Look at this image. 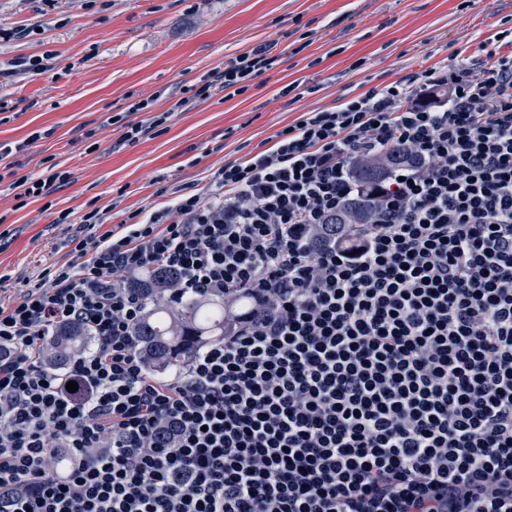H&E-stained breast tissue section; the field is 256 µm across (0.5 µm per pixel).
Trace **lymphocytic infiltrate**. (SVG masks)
<instances>
[{
	"mask_svg": "<svg viewBox=\"0 0 512 512\" xmlns=\"http://www.w3.org/2000/svg\"><path fill=\"white\" fill-rule=\"evenodd\" d=\"M278 47L225 61L170 111L131 101L151 118L122 123V141L212 89L242 94ZM391 146L415 162L358 182L355 162ZM26 147L0 143V182L24 205L70 179L55 164L17 176ZM366 193L371 223L310 244ZM68 244L71 262L0 305V512H512V55L302 113L202 191ZM148 267L176 272L172 300L250 308L152 374L134 335L148 297L126 284ZM71 326L91 345L44 369Z\"/></svg>",
	"mask_w": 512,
	"mask_h": 512,
	"instance_id": "obj_1",
	"label": "lymphocytic infiltrate"
}]
</instances>
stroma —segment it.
I'll return each instance as SVG.
<instances>
[{
    "label": "stroma",
    "mask_w": 512,
    "mask_h": 512,
    "mask_svg": "<svg viewBox=\"0 0 512 512\" xmlns=\"http://www.w3.org/2000/svg\"><path fill=\"white\" fill-rule=\"evenodd\" d=\"M512 0H0V142L28 140L17 176L48 163L70 172L47 199L17 207L0 184V301L22 279L71 259L67 240L86 212L105 226L127 211L204 188L225 158H239L312 109L336 106L451 58L479 66L512 54L497 39ZM284 49L261 84L215 91L169 118L164 132L121 142L113 118L130 97L164 111L210 70L267 39ZM54 53L47 69L12 70ZM42 132L30 141L33 132ZM70 221L57 223L61 211Z\"/></svg>",
    "instance_id": "obj_1"
}]
</instances>
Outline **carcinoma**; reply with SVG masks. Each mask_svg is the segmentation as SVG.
Returning a JSON list of instances; mask_svg holds the SVG:
<instances>
[{"mask_svg": "<svg viewBox=\"0 0 512 512\" xmlns=\"http://www.w3.org/2000/svg\"><path fill=\"white\" fill-rule=\"evenodd\" d=\"M411 157L413 154L393 148L372 160L355 164L354 174L359 181L371 183ZM378 206L379 201L373 196L352 200L336 216L337 228L349 231L358 224L369 223ZM174 280L172 273L156 267L128 279L130 287L139 288L149 296L146 313L135 335L145 367L158 374L184 367L202 341L224 338V299L192 297L174 302L169 298ZM89 343L87 333L71 328L50 340L44 362L60 369Z\"/></svg>", "mask_w": 512, "mask_h": 512, "instance_id": "1", "label": "carcinoma"}]
</instances>
